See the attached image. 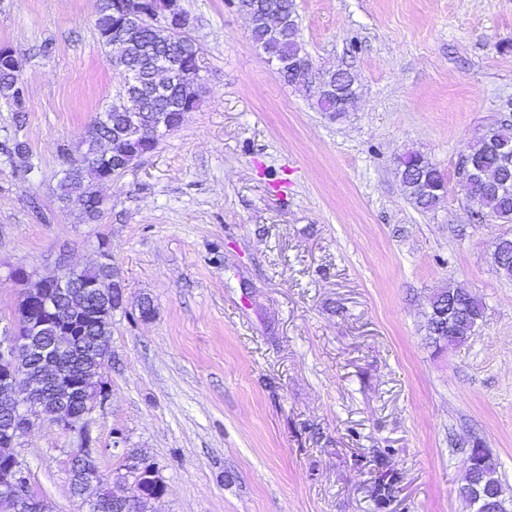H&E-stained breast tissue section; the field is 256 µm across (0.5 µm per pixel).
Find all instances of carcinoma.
Returning <instances> with one entry per match:
<instances>
[{"label": "carcinoma", "instance_id": "carcinoma-1", "mask_svg": "<svg viewBox=\"0 0 512 512\" xmlns=\"http://www.w3.org/2000/svg\"><path fill=\"white\" fill-rule=\"evenodd\" d=\"M124 0H99L95 19V28L99 41L105 50L108 61L116 66L128 64L140 72L147 70L149 63L161 53H176L191 46L189 36L180 34L176 40L169 41L164 30L159 29L146 18L137 23L136 33H131L125 14L121 9ZM233 6L242 14L254 17L250 30L254 43L267 58L284 64H292L308 56L299 39V14L292 10L293 16L275 34L269 33L264 24L265 13L270 8L280 9L293 6V0H234ZM280 81L303 93L311 107L319 112L343 114L352 110L358 98L356 77L343 69L322 70V83L325 90L318 96L312 93L310 84L291 76L288 72L279 75ZM187 81L174 79L162 95L151 96L140 101V107L130 98V92L119 91L117 100L106 109L110 120L105 125L93 122L88 127L82 141L83 151L69 162L63 170L59 182L58 199L64 201L74 192L80 197H93V185L85 182V174L95 177L121 174L133 162L142 157V153L127 151L122 162L112 161V157L101 152L102 142L119 140L116 150L128 146L130 142L141 138L136 125L153 123L160 117L170 124L178 123V116L194 111L200 102V94L186 95ZM27 90L11 66V50L0 47V100L9 104L14 112H26ZM498 145L512 151V121L499 122L489 126L466 147L468 158L476 165L480 176L467 188V202L475 215L493 224H512V167L501 165L498 154L492 150ZM396 174L404 192L415 208L429 212L437 208L443 197L444 174L425 155L410 151L399 157ZM104 201L99 200L83 209L79 219L82 224H96L103 214ZM494 261L498 270L507 279H512V236L503 235L494 243ZM68 301L78 307L76 319L70 322V329L61 327L41 307H34L31 313L37 316L41 327L34 330L27 325L25 301H20L15 311L16 333L20 336L38 337L39 348L18 352L15 367L18 371L33 375L41 367V349L52 345L59 336H68L70 341L64 347H56V359L64 365L74 359L79 369L89 381V393H94L97 378L105 361L109 358L110 338L112 336V313L121 307L122 293L112 284V267L96 265L93 268L74 271V283L69 288H49L44 301L52 305L59 301ZM430 306L443 310L454 308L450 324L427 315L425 329L435 345H462L465 336L476 332L474 320L484 309L478 297L465 289L448 285L430 299ZM64 395L63 385L59 384L40 397V413L53 420L61 411L60 399ZM167 485L161 477L145 485L144 499L132 512H149L150 498L158 493L164 494ZM119 507L112 503V492L100 490L92 512H117Z\"/></svg>", "mask_w": 512, "mask_h": 512}]
</instances>
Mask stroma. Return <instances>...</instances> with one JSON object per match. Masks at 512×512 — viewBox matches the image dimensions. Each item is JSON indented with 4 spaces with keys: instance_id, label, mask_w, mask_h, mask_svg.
<instances>
[{
    "instance_id": "stroma-1",
    "label": "stroma",
    "mask_w": 512,
    "mask_h": 512,
    "mask_svg": "<svg viewBox=\"0 0 512 512\" xmlns=\"http://www.w3.org/2000/svg\"><path fill=\"white\" fill-rule=\"evenodd\" d=\"M180 3L201 102L83 224L56 195L63 151L124 84L97 0H0L28 88L24 121L0 102V141L24 140L31 165L0 160V329L24 292L14 270H82L111 249L123 304L95 465L126 492L125 451L153 463L154 512H466L476 442L512 502V280L493 259L512 225L476 220L451 179L481 130L512 120V0H297L315 62L358 76L337 117L280 82L228 0ZM409 151L449 177L433 211L395 174ZM451 283L485 316L439 348L429 298ZM77 450L46 421L15 447L51 512H91L70 486Z\"/></svg>"
}]
</instances>
